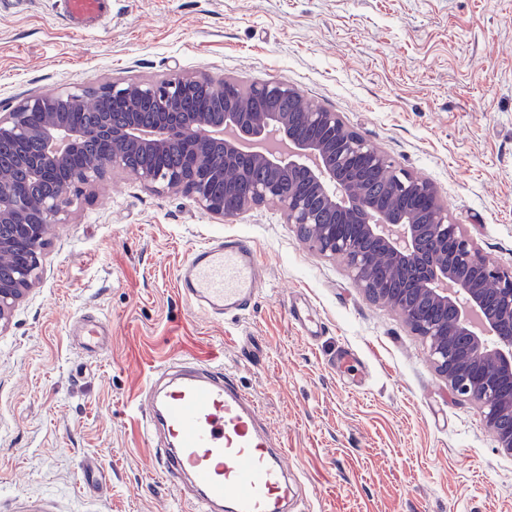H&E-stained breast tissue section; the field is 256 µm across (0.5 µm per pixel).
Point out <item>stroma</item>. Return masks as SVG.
Segmentation results:
<instances>
[{"label":"stroma","mask_w":512,"mask_h":512,"mask_svg":"<svg viewBox=\"0 0 512 512\" xmlns=\"http://www.w3.org/2000/svg\"><path fill=\"white\" fill-rule=\"evenodd\" d=\"M175 71L295 85L433 181L512 265V0H112L90 31L58 0H0V109ZM73 199L0 330V512H189L134 409L148 371L179 356L219 357L256 400L296 512H512V456L477 406L276 208L223 222L120 172ZM228 236L249 237L265 272L241 319L194 311L177 287L186 256ZM83 318L107 320L98 348Z\"/></svg>","instance_id":"stroma-1"}]
</instances>
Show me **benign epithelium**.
<instances>
[{
  "mask_svg": "<svg viewBox=\"0 0 512 512\" xmlns=\"http://www.w3.org/2000/svg\"><path fill=\"white\" fill-rule=\"evenodd\" d=\"M232 84L234 80L228 78L177 71L159 80H114L94 89L101 101L124 100L131 116L138 101L150 96L167 119L152 130L142 129L133 120L118 128L105 113L93 131L112 144V153L102 161L73 166L61 190L33 204L23 199L21 189L0 191V224L14 227L12 237L0 239V254L19 245L29 250L28 261L17 266L11 280L0 281V328L38 281L41 249L48 235L55 226L69 222L71 191L89 187L115 170L129 172L124 159L129 147L161 152L186 145L183 169L161 178L144 168L132 176L155 194L189 196L221 220L264 205L280 207L287 223L304 232L305 243L324 255L344 257L354 286L369 300L399 313L428 342L434 369L448 388L478 405L498 447L512 454V428L502 427L505 417L512 418V394L504 393V385L512 383V265L483 254L449 214L433 182L396 166L339 113L314 103L288 83L273 81L255 83L244 94L269 103L288 96L298 111L244 112L238 97L226 92ZM178 87L200 91L219 103L223 122L216 125L203 116L184 123L174 107ZM87 94L79 87L30 94L0 113V139L8 138L20 148L39 136L46 144L47 152L38 157L17 152L31 180L52 182L58 164L77 157L86 131L69 125L62 108L84 104ZM303 125L315 127L318 136L302 137ZM338 153L355 174L365 173L370 166L388 172L386 187L402 197L407 216L392 219L359 194L331 162ZM245 162L266 167L270 176L246 193L226 184L224 196L214 195L211 185L224 178V169ZM285 169L304 175L302 186L287 196L279 186ZM317 200L336 214L335 223H319ZM366 241L376 244L391 266L402 272L403 287H394L379 272L372 253L363 247Z\"/></svg>",
  "mask_w": 512,
  "mask_h": 512,
  "instance_id": "obj_1",
  "label": "benign epithelium"
}]
</instances>
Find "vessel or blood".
I'll use <instances>...</instances> for the list:
<instances>
[{
    "instance_id": "1",
    "label": "vessel or blood",
    "mask_w": 512,
    "mask_h": 512,
    "mask_svg": "<svg viewBox=\"0 0 512 512\" xmlns=\"http://www.w3.org/2000/svg\"><path fill=\"white\" fill-rule=\"evenodd\" d=\"M76 29L94 25L107 0H64ZM178 290L210 315L245 316L264 276L252 244L227 238L195 248L181 263ZM148 437L166 447L162 469L176 493L191 489L193 512H288L294 487L282 440L222 363L176 358L143 389Z\"/></svg>"
}]
</instances>
